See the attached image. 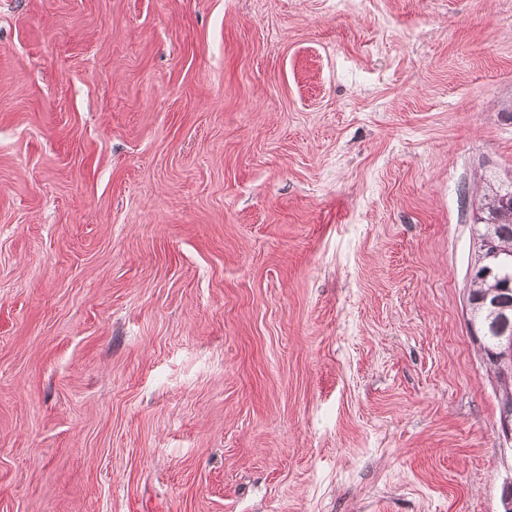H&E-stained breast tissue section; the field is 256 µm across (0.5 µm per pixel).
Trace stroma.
Returning a JSON list of instances; mask_svg holds the SVG:
<instances>
[{"label":"stroma","instance_id":"stroma-1","mask_svg":"<svg viewBox=\"0 0 512 512\" xmlns=\"http://www.w3.org/2000/svg\"><path fill=\"white\" fill-rule=\"evenodd\" d=\"M510 171L512 0H0V512H502ZM484 193V203H480L479 222L481 229L477 232L482 236L493 237L501 251L503 264L499 266L501 275L509 274L511 285L507 280H500L494 276L485 278L477 273L471 277L470 295L476 298L470 306V315L477 323L491 324L496 321L502 313L512 318V205L505 206L502 202L506 195V189L502 188L500 182L488 183ZM493 288L504 290L497 298L499 303L493 305V297L490 296L486 302L480 299L489 293ZM502 318L503 330L510 325V319ZM486 365L494 374L497 382L504 386L512 385V339H505L500 350H490L486 356Z\"/></svg>","mask_w":512,"mask_h":512}]
</instances>
